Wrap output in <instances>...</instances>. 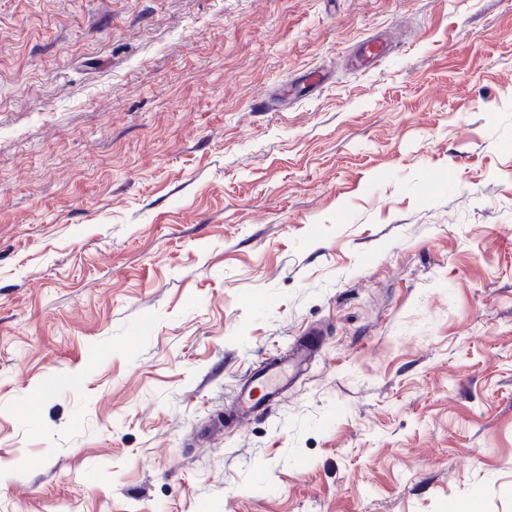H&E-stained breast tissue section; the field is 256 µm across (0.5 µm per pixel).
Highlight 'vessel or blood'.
Wrapping results in <instances>:
<instances>
[{"label":"vessel or blood","mask_w":512,"mask_h":512,"mask_svg":"<svg viewBox=\"0 0 512 512\" xmlns=\"http://www.w3.org/2000/svg\"><path fill=\"white\" fill-rule=\"evenodd\" d=\"M316 346L315 338L307 337L296 345L290 357L269 363L248 375L236 388L225 410L224 421L214 422L212 431H219L226 422L246 425L254 416L269 409L287 390Z\"/></svg>","instance_id":"obj_1"}]
</instances>
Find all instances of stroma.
<instances>
[{
    "mask_svg": "<svg viewBox=\"0 0 512 512\" xmlns=\"http://www.w3.org/2000/svg\"><path fill=\"white\" fill-rule=\"evenodd\" d=\"M0 512H512V0H0ZM300 341L293 354L265 365L248 375L236 388L231 404L225 409L227 424L244 426L254 416L269 409L300 372L301 368L316 350L314 337L321 336L318 331H309Z\"/></svg>",
    "mask_w": 512,
    "mask_h": 512,
    "instance_id": "1",
    "label": "stroma"
}]
</instances>
